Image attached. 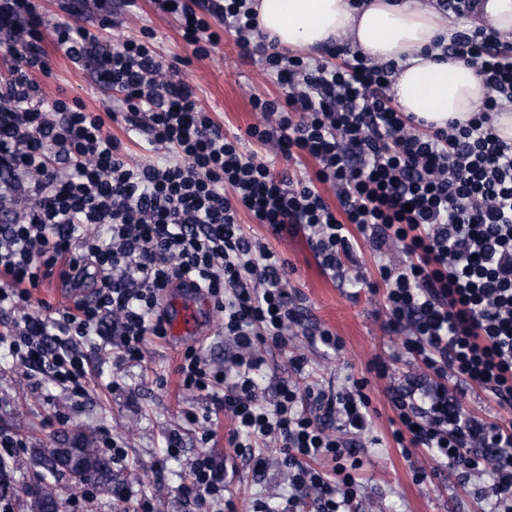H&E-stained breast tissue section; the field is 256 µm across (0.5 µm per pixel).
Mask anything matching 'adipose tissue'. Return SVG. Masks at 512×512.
<instances>
[{"label":"adipose tissue","instance_id":"1","mask_svg":"<svg viewBox=\"0 0 512 512\" xmlns=\"http://www.w3.org/2000/svg\"><path fill=\"white\" fill-rule=\"evenodd\" d=\"M260 28L280 47L315 49L344 36L366 55L395 61L392 85L397 107L435 126L466 121L484 100L483 82L462 64L437 62L434 42L455 25L437 10L419 9L413 0H256Z\"/></svg>","mask_w":512,"mask_h":512}]
</instances>
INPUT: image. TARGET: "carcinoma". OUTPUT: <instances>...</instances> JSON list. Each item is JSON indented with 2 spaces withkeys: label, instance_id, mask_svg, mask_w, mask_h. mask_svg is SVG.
I'll use <instances>...</instances> for the list:
<instances>
[{
  "label": "carcinoma",
  "instance_id": "carcinoma-1",
  "mask_svg": "<svg viewBox=\"0 0 512 512\" xmlns=\"http://www.w3.org/2000/svg\"><path fill=\"white\" fill-rule=\"evenodd\" d=\"M35 459L38 468L30 472L29 481L20 489L14 479L17 465L0 461V499L21 493L29 512H59L58 474L77 476V484L94 479L111 483L109 461L98 449L81 442L74 448H45L35 455Z\"/></svg>",
  "mask_w": 512,
  "mask_h": 512
}]
</instances>
